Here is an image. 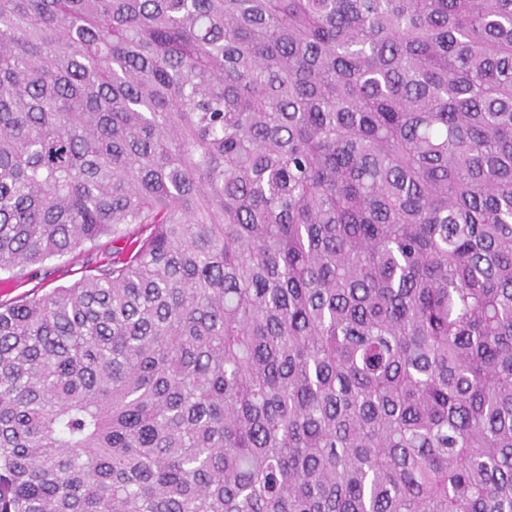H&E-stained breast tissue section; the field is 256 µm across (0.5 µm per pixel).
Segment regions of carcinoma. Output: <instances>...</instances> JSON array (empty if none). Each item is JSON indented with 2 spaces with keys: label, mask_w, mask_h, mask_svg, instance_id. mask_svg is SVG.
I'll use <instances>...</instances> for the list:
<instances>
[{
  "label": "carcinoma",
  "mask_w": 512,
  "mask_h": 512,
  "mask_svg": "<svg viewBox=\"0 0 512 512\" xmlns=\"http://www.w3.org/2000/svg\"><path fill=\"white\" fill-rule=\"evenodd\" d=\"M108 235L0 512H512V0H0V270Z\"/></svg>",
  "instance_id": "obj_1"
}]
</instances>
